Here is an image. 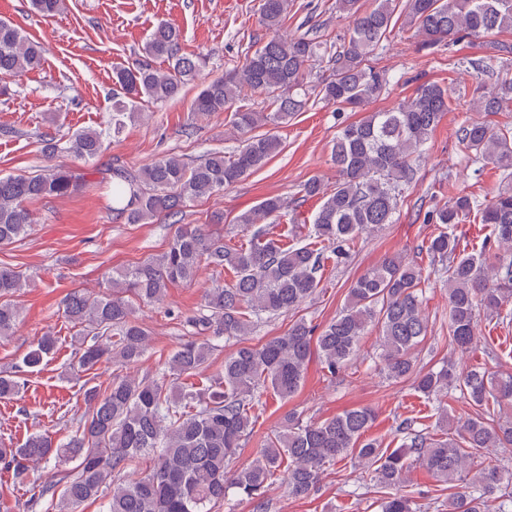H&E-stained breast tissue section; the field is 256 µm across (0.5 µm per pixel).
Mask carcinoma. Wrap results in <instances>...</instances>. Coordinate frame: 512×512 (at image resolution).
Instances as JSON below:
<instances>
[{"label":"carcinoma","instance_id":"1","mask_svg":"<svg viewBox=\"0 0 512 512\" xmlns=\"http://www.w3.org/2000/svg\"><path fill=\"white\" fill-rule=\"evenodd\" d=\"M358 2L336 0V12L347 29L330 56L332 76L319 85L318 95L340 107H361L386 91L390 79L376 66L375 57L397 14L416 28L427 49L463 37L512 31V0H377L368 10ZM32 6L51 16L65 8V0H32ZM287 14L288 0H263V41L235 70L203 84L193 100L196 113H230L233 126L246 135L238 149L229 156L210 151L194 164L167 154L135 172L112 170V211L117 217L127 224L175 218L188 202L237 184L280 151L276 134L252 131L286 124L306 108L312 62L327 52V43L312 29L299 37L284 35ZM180 38L178 29L160 24L143 47L146 56L171 61L169 70L136 65L114 71L121 97L113 104L112 136L134 116L138 100H176L197 80L201 58L180 54ZM496 51L502 56L464 60L475 72L496 76L476 99L478 112L494 114L512 104V47L500 44ZM42 62L41 47L0 19V77L36 70ZM252 93L266 96L268 111L245 104ZM448 102L447 88L427 83L393 108L367 112L341 128L331 151L334 184L312 178L300 189L302 197L321 200L312 221L313 242L288 245L271 236L266 225L274 222L284 202L268 197L236 218L252 229L246 245L232 247L203 227L182 226L162 254L113 273L105 292L68 293L63 299L65 316L91 333L90 341L80 343L78 357L79 368L87 371L104 360L130 364L143 356L151 336L136 316L137 305L158 303L171 285L194 282L204 265L234 274L231 283L204 292L199 313L189 319L196 335L171 355L165 376L136 380L117 375L103 393L85 389L88 414L68 442L35 433L19 448L0 443V463L13 468L14 478L22 482L29 467L52 457L78 461L74 473L66 476L55 512H77L109 486L112 495L105 512H210L224 503L231 489L252 504V512H271L267 492L278 473H283L289 495L304 498L315 491L326 466L352 454L372 469L376 486L392 490L381 499V512H416L414 492L395 491L415 462L454 488L448 512H485L494 495L499 499L497 512H512V490L504 491L512 487V469L486 468L478 461L484 450L512 449V418L488 422L477 413L457 421L455 436L437 438L407 418L398 426L405 441L390 449L366 439L376 419L369 407L347 409L320 422L304 423L292 416L252 463L232 467L242 442L253 434V410L261 393L294 396L314 348L329 376L336 377L356 355L370 327L379 332L386 377L413 379L419 394L438 403L441 419L448 417L443 399L450 388L478 408L491 401L512 403V374L497 375L480 367L459 371L451 359L436 371L415 370L413 351L428 333L422 271L399 254L360 275L345 306L320 333L297 320L280 336L241 345L226 355L221 373L209 385L180 383L204 368L215 349L212 339L239 341L263 319L300 309L316 293L325 261L346 263L363 233L393 223L402 191L416 180L424 147L448 112ZM104 136L102 130H81L63 146L53 139L44 141L43 153L49 158L66 152L91 159L101 152ZM458 140L474 163L493 166L504 180L487 200L456 196L425 214L426 223L437 226L426 251L441 263L438 272L448 285V338L456 351L466 353L477 341L480 315L498 318L512 299V258L501 256L503 250L512 252V125L467 123L460 127ZM81 183L80 175L62 165L32 176L0 175V247L29 234L25 202L65 197ZM470 217L490 225L491 234L479 250L465 254L458 250L453 231ZM24 286L20 272L0 266L1 340L20 322L13 297ZM57 349L56 337L38 339L14 371L0 373V399L18 396L23 389L20 374L40 367ZM142 457L151 458V472L120 480Z\"/></svg>","mask_w":512,"mask_h":512}]
</instances>
